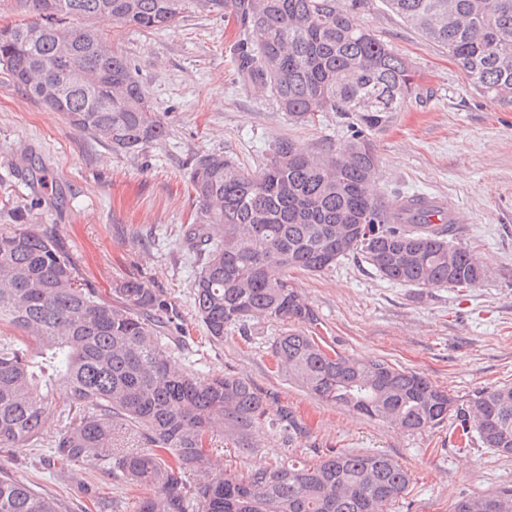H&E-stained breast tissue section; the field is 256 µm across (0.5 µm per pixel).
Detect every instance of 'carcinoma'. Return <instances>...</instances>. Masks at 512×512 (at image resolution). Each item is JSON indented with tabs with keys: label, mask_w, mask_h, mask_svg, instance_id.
Returning a JSON list of instances; mask_svg holds the SVG:
<instances>
[{
	"label": "carcinoma",
	"mask_w": 512,
	"mask_h": 512,
	"mask_svg": "<svg viewBox=\"0 0 512 512\" xmlns=\"http://www.w3.org/2000/svg\"><path fill=\"white\" fill-rule=\"evenodd\" d=\"M448 56L488 99L512 104V0H386ZM367 0H22L33 20L0 28V68L24 94L74 130L116 153L165 140L127 57L89 24L160 31L187 12H224L240 27L238 70L295 122L326 112L354 129L340 153L278 142L256 168L222 151L193 156L187 189L195 210L182 243L198 258L193 315L208 337L283 325L270 351L288 381L319 400L411 433L448 419L466 441L512 455V386L461 401L422 375L383 360L343 356L319 335L316 311L289 272L319 273L360 255L384 279L430 290L470 288L488 266L448 239L429 212L391 209L374 192L378 157L369 133L423 97L417 71L353 13ZM17 174L43 185L47 170L29 147ZM369 225L357 233L355 226ZM190 339L178 306L140 279H123L107 301L80 272L58 230L0 224V449L51 440L66 463H92L153 494L133 512H391L411 474L382 452L336 451L316 465L291 456L238 474L211 449L230 423L303 435L288 407L245 377L179 366ZM143 447L134 451L125 441ZM206 480L190 481L192 474ZM0 512H64L57 499L0 470ZM452 512H512V486L465 497Z\"/></svg>",
	"instance_id": "cac0c4a2"
}]
</instances>
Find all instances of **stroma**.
Listing matches in <instances>:
<instances>
[{
	"label": "stroma",
	"mask_w": 512,
	"mask_h": 512,
	"mask_svg": "<svg viewBox=\"0 0 512 512\" xmlns=\"http://www.w3.org/2000/svg\"><path fill=\"white\" fill-rule=\"evenodd\" d=\"M355 19L404 56L428 92L372 134L381 200L394 206L413 194L444 199L456 216L452 240L480 253L489 272L472 288L420 293L351 255L319 274L292 271L294 285L321 318V336L342 355L415 371L461 399L512 385V106L484 97L444 49L385 0H369ZM96 27L136 70L168 137L135 154L115 153L27 98L0 71V203L49 196L52 206L26 212L24 223L56 225L100 293L109 294L115 280L140 278L187 313L198 263L181 249L179 230L194 209L186 188L192 156L221 150L256 167L284 139L336 152L351 137L335 113L319 125H299L245 85L231 51L237 27L223 14L188 13L176 27L150 34L109 21ZM23 145L46 166L45 186L17 176L14 154ZM190 330L194 342L180 363L249 378L268 391L270 410L288 406L307 431L290 441L266 427L243 434L225 425L214 446L232 469L291 456L313 465L329 448L383 452L412 475L392 512H451L459 497L512 485V456L477 443L457 450L453 422L411 434L323 403L272 373L268 345L278 324L258 325L248 341L232 333L220 343L200 325ZM0 469L68 501L70 512H98L101 500L124 502L123 512H133L144 494L90 465L49 463L43 448L0 451Z\"/></svg>",
	"instance_id": "35a3bbf8"
}]
</instances>
